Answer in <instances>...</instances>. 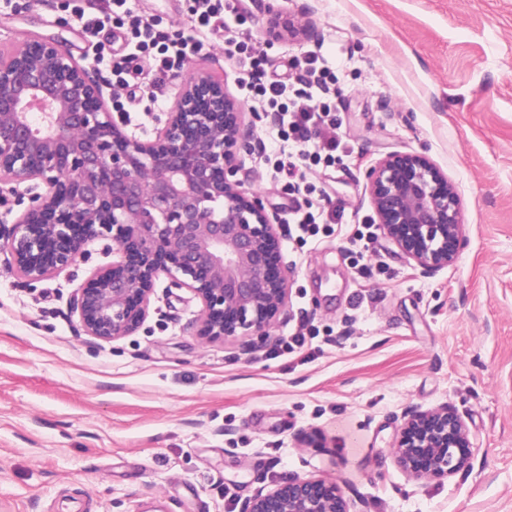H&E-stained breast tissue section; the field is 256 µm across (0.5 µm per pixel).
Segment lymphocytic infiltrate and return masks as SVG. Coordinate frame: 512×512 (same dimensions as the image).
I'll use <instances>...</instances> for the list:
<instances>
[{
	"mask_svg": "<svg viewBox=\"0 0 512 512\" xmlns=\"http://www.w3.org/2000/svg\"><path fill=\"white\" fill-rule=\"evenodd\" d=\"M194 21L197 35L161 27L159 21L138 14L135 0H109L107 7L85 11L77 9L75 16L89 37L110 28L115 22H128L131 37L121 55H113L108 46L96 43L93 59L98 66L112 73V95L122 97L130 86V72H148L158 76L175 74L188 59L201 54L210 44L213 34L222 30L226 41L235 47L242 67L250 77L242 83L248 99L264 111L275 113L277 121L270 131L272 139L286 142L289 155L312 159L313 162L334 163L341 142L337 134L336 105L329 97L336 76L327 62L316 53H308L297 62L294 83L279 80L263 82L265 59L237 27L241 15H228L224 0H194Z\"/></svg>",
	"mask_w": 512,
	"mask_h": 512,
	"instance_id": "1",
	"label": "lymphocytic infiltrate"
}]
</instances>
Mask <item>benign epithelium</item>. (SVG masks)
Instances as JSON below:
<instances>
[{
  "mask_svg": "<svg viewBox=\"0 0 512 512\" xmlns=\"http://www.w3.org/2000/svg\"><path fill=\"white\" fill-rule=\"evenodd\" d=\"M240 108L212 76H194L145 140L123 129L63 42L30 41L0 64V254L31 285L86 259L88 243L112 241V261L90 269L68 302L79 330L101 344L143 325L162 277L199 302L205 341L265 335L288 303V269L276 218L230 179ZM367 190L377 224L416 266L432 274L456 261L460 196L428 159L386 155L368 170ZM471 448L444 406L411 414L395 454L415 478L441 482L469 466ZM242 512L348 507L337 483L296 477Z\"/></svg>",
  "mask_w": 512,
  "mask_h": 512,
  "instance_id": "7a95c632",
  "label": "benign epithelium"
}]
</instances>
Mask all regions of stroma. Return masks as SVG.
<instances>
[{"label":"stroma","mask_w":512,"mask_h":512,"mask_svg":"<svg viewBox=\"0 0 512 512\" xmlns=\"http://www.w3.org/2000/svg\"><path fill=\"white\" fill-rule=\"evenodd\" d=\"M0 9V50L56 38L104 92L109 76L65 0ZM192 0H137L193 34ZM242 32L271 66L316 51L336 74L343 149L316 192L276 174L273 113L244 105L236 178L279 224L290 301L267 338L206 343L199 302L156 285L132 335L101 346L68 309L104 244L60 276L22 282L0 254V512H241L277 482H338L349 512H512V0H243ZM225 40L126 105L153 137L190 73L234 99L247 73ZM390 153L427 157L455 183L465 243L424 273L379 235L366 174ZM342 202L343 223L299 241L288 207ZM313 328L303 348L285 343ZM446 405L472 437L469 468L413 478L393 448L405 412Z\"/></svg>","instance_id":"1"}]
</instances>
